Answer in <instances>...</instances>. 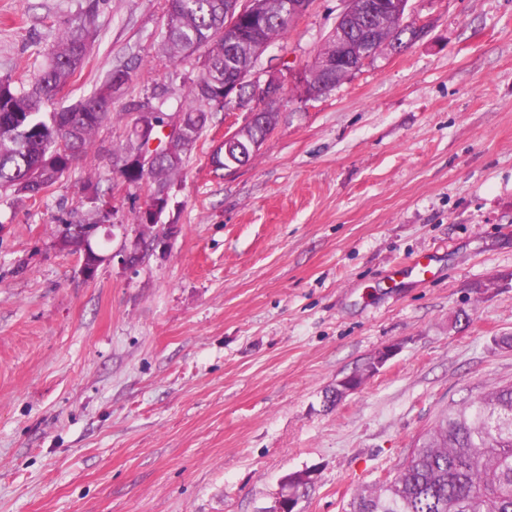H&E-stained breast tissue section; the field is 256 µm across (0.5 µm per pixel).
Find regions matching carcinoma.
Returning <instances> with one entry per match:
<instances>
[{
  "label": "carcinoma",
  "instance_id": "1",
  "mask_svg": "<svg viewBox=\"0 0 512 512\" xmlns=\"http://www.w3.org/2000/svg\"><path fill=\"white\" fill-rule=\"evenodd\" d=\"M234 0H169L165 46L176 65L203 51V62L189 94L194 105L185 111L187 129L170 154H161L148 173L137 176L119 168L133 185L153 186L152 201L169 192L173 181L209 124L214 112L250 103L255 93L243 87L238 100L224 99V76L247 62L240 45L224 32ZM293 19L283 0H267L265 11L244 18L240 38L270 46L288 34ZM411 25L409 15L385 10L377 30L365 35L375 54L402 48ZM94 34L81 19L59 37L44 69L28 80L0 77V194L35 203L58 182L94 143L96 130L112 117V76L129 83L133 65L111 69L100 86L77 103L55 112L42 106L52 101L85 60ZM167 88L157 86L152 98L133 102L127 114L152 112L156 129L165 125L162 106ZM94 224L112 221V200L96 196ZM349 512H512V383L502 384L444 413L419 436L396 473L363 491Z\"/></svg>",
  "mask_w": 512,
  "mask_h": 512
}]
</instances>
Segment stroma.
<instances>
[{
    "label": "stroma",
    "mask_w": 512,
    "mask_h": 512,
    "mask_svg": "<svg viewBox=\"0 0 512 512\" xmlns=\"http://www.w3.org/2000/svg\"><path fill=\"white\" fill-rule=\"evenodd\" d=\"M88 3L0 0V77L30 78L92 17L49 110L138 65L41 202L0 197V512H269L295 472L312 477L296 512H346L449 405L512 382V0H410L421 38L284 101L228 177L210 152L244 115L214 113L161 217L177 234L91 280L56 227L96 191L134 228L147 189L117 170L125 109L157 83L163 112L187 109L202 58L165 57V0ZM344 7L312 0L262 66L311 65ZM423 255L430 274L388 284Z\"/></svg>",
    "instance_id": "1"
}]
</instances>
